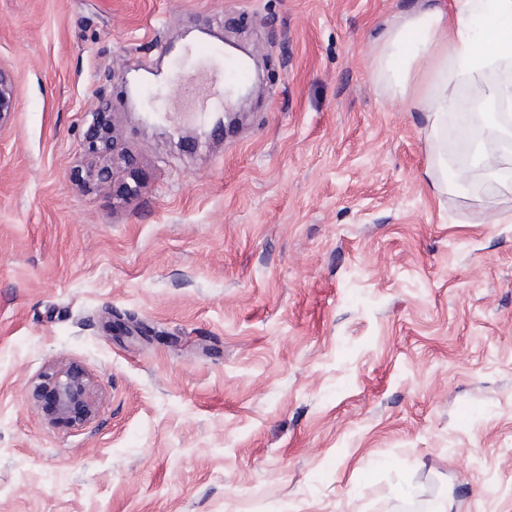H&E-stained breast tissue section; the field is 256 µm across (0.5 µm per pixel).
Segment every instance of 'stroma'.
<instances>
[{
    "mask_svg": "<svg viewBox=\"0 0 512 512\" xmlns=\"http://www.w3.org/2000/svg\"><path fill=\"white\" fill-rule=\"evenodd\" d=\"M406 2L0 0V512H512V192L425 182L370 77ZM202 28L259 67L229 130L168 118ZM107 106L99 102L91 109L93 122L89 126L87 135L92 143L96 144L95 153L100 161L91 166L88 171L89 178L99 184H106L113 177V166L121 160L120 155L114 154L112 149V125L106 119ZM99 143V145H98ZM47 388L53 398L51 421L82 424L94 416V383L83 368L73 364L51 368L34 386L33 397L40 398Z\"/></svg>",
    "mask_w": 512,
    "mask_h": 512,
    "instance_id": "1",
    "label": "stroma"
}]
</instances>
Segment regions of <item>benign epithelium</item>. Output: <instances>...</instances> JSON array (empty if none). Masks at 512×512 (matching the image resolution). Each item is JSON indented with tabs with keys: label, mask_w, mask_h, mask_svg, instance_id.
I'll use <instances>...</instances> for the list:
<instances>
[{
	"label": "benign epithelium",
	"mask_w": 512,
	"mask_h": 512,
	"mask_svg": "<svg viewBox=\"0 0 512 512\" xmlns=\"http://www.w3.org/2000/svg\"><path fill=\"white\" fill-rule=\"evenodd\" d=\"M15 90L12 82L0 70V121L14 109ZM107 106L98 103L91 109L93 122L87 135L96 144L95 153L99 163L91 166L89 178L99 184H106L113 177V166L120 156L112 149V125L106 119ZM117 327L124 336L146 340L151 330L143 323H130L118 320ZM50 390L53 398L50 420L82 424L90 420L96 410L94 383L90 375L81 367L70 364L53 367L44 375L41 383L34 386L32 395L39 398L43 390Z\"/></svg>",
	"instance_id": "1"
}]
</instances>
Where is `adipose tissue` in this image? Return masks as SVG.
I'll use <instances>...</instances> for the list:
<instances>
[{
    "instance_id": "ef3b65f1",
    "label": "adipose tissue",
    "mask_w": 512,
    "mask_h": 512,
    "mask_svg": "<svg viewBox=\"0 0 512 512\" xmlns=\"http://www.w3.org/2000/svg\"><path fill=\"white\" fill-rule=\"evenodd\" d=\"M372 79L425 114L433 191L512 180V0H418L386 21Z\"/></svg>"
}]
</instances>
